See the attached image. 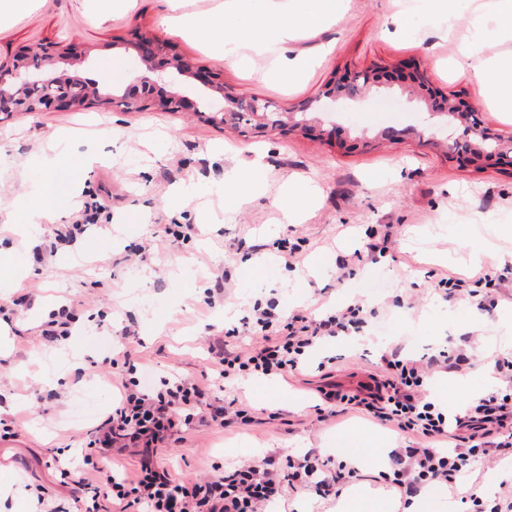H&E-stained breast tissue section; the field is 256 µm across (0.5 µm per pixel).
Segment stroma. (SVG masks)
I'll return each mask as SVG.
<instances>
[{
  "label": "stroma",
  "instance_id": "stroma-1",
  "mask_svg": "<svg viewBox=\"0 0 512 512\" xmlns=\"http://www.w3.org/2000/svg\"><path fill=\"white\" fill-rule=\"evenodd\" d=\"M480 14L464 12L454 24L428 23L430 0H344L336 24L292 42L305 62L287 84L270 73L271 60L254 56L242 66L215 50V35L194 33L170 22L167 0H131L125 10L103 13L97 0H35L23 20L0 31V58L54 43L64 48L54 69L95 81L101 91L124 90L147 67L163 69L164 56L145 63L137 43L151 38L166 54L181 56L190 70L209 71L223 92H202L192 79L182 89L200 97L206 110H223L226 97L269 100L290 108L314 97L336 73L378 64L388 72L418 67L430 86L477 107L486 125L512 131L503 112L484 101L480 70L484 55L462 59L476 19L490 20L495 0H481ZM405 130L392 144L382 130ZM455 129L431 118L425 104L400 83L340 98L313 114L306 129L242 135L238 129L199 120L191 112L0 113V302L17 300L0 314V512H33L28 488L38 485L50 505L83 512L55 460L72 458L93 428L112 410L116 389L109 360L124 325H135L132 347L142 382L176 372L189 380L208 373L206 340L235 328L229 348L247 352L254 341L243 322L250 301L272 300L285 315L301 309L319 315L325 304L356 298L374 315L360 335L337 340L327 350L335 364L266 380L237 379L226 392L248 402L254 424L218 431L199 427L169 440L155 461L181 480L213 474L266 455L282 460L307 448L342 458L336 443L364 442L361 478L345 495H381L398 512L399 498L379 474L387 458L377 447L407 445V435L375 423L357 409L331 406L337 415L321 421L317 407L332 387L355 390L370 378H387L383 353L401 349L421 357L469 336L478 357L463 375L435 374L431 393L465 409L495 386L486 357L512 349V264L470 260L482 243L512 252V167L463 164L436 149ZM262 155L261 189L239 203L221 191L224 176ZM319 200L304 209V190ZM49 209L29 225L27 203ZM112 211V223L90 227L75 245L50 262L36 246L56 224L68 222L84 201ZM29 232H22V225ZM168 224H192L197 232L177 240ZM153 240L146 263L131 260L134 244ZM246 248H239V241ZM298 249L286 266L275 241ZM385 248L370 252L369 244ZM361 261H354V253ZM224 276V302L204 303L215 273ZM489 275L495 301L477 310L467 291L443 298L439 282H474ZM34 292L33 305L22 296ZM73 304V334L63 344L46 343L42 325L61 305ZM477 463L470 483L445 492L443 512H461L462 497L479 484L491 508L499 482L512 479V464L497 475Z\"/></svg>",
  "mask_w": 512,
  "mask_h": 512
}]
</instances>
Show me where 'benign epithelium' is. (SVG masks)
Returning <instances> with one entry per match:
<instances>
[{
	"label": "benign epithelium",
	"mask_w": 512,
	"mask_h": 512,
	"mask_svg": "<svg viewBox=\"0 0 512 512\" xmlns=\"http://www.w3.org/2000/svg\"><path fill=\"white\" fill-rule=\"evenodd\" d=\"M54 55L46 50L20 56L10 62L0 60V112L8 115H25L48 109H80L104 107L115 112H145L151 109L163 112L192 110L210 123L237 121L238 117L249 119L256 130L275 131L281 123L271 115L281 111L273 102L235 97L228 99L224 114L208 115L200 103L177 91H165L159 86L163 77H152V70L138 76L135 83L123 92L103 93L90 80L79 79L64 73L48 72ZM385 70L371 65L356 70H346L332 85L324 88L315 97L299 106V111L317 112L325 100L340 96L354 97L356 92L368 86L384 83ZM420 95L431 115L440 116L461 127V133L448 144V155L480 166L488 161L512 166V133L499 132L485 126L480 120L479 110L461 105L448 106L446 96L430 89L423 79H418Z\"/></svg>",
	"instance_id": "obj_1"
}]
</instances>
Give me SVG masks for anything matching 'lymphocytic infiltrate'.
<instances>
[{
	"label": "lymphocytic infiltrate",
	"instance_id": "f902f5d3",
	"mask_svg": "<svg viewBox=\"0 0 512 512\" xmlns=\"http://www.w3.org/2000/svg\"><path fill=\"white\" fill-rule=\"evenodd\" d=\"M111 221L104 207L84 202L71 223L54 226L49 250L57 252L59 244L72 240L86 225ZM367 319L365 306L356 299L319 318L301 310L279 317L273 308L257 303L249 330L258 346L243 357L220 338L208 352L220 377L229 381L284 375L305 365L329 339L360 331ZM118 356L124 371L114 377L120 392L116 407L93 429L81 463L59 465L61 476L84 494L85 512H265L292 492L339 495L360 475L358 463L311 449L280 462L266 456L192 483L177 480L155 462L166 441L198 424L221 430L249 424L250 410L239 398L214 395L176 375L143 385L132 375L130 351H119ZM468 358L463 345L419 359L393 350L383 357L388 378L371 386L367 396L345 398L347 404L366 407L381 424L423 439V446L396 448L389 455L388 483L400 498L416 497L428 487L455 488L469 478L477 457L486 455L488 448L512 453V352L494 357L497 387L470 400L464 413L448 417L425 393L434 373H462ZM443 439L451 440V447H440ZM127 448L138 449L140 455L139 472L132 479L114 475L110 468L113 453Z\"/></svg>",
	"mask_w": 512,
	"mask_h": 512
}]
</instances>
